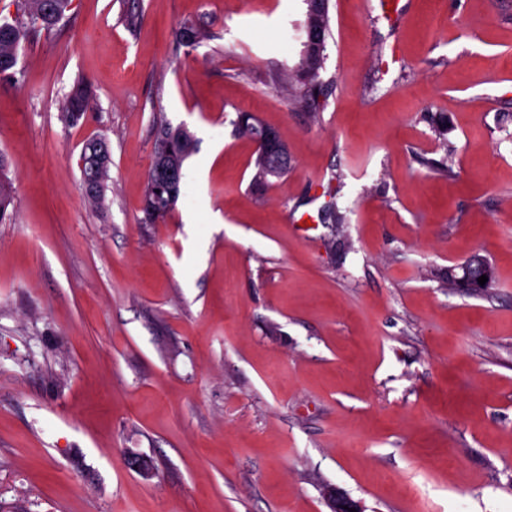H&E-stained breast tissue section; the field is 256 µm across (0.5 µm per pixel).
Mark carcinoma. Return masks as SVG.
<instances>
[{
  "instance_id": "obj_1",
  "label": "carcinoma",
  "mask_w": 512,
  "mask_h": 512,
  "mask_svg": "<svg viewBox=\"0 0 512 512\" xmlns=\"http://www.w3.org/2000/svg\"><path fill=\"white\" fill-rule=\"evenodd\" d=\"M16 12L14 22L0 23V81L18 83L24 79L23 72L16 70L19 47L39 31L52 32L57 24L72 9V0H13ZM209 39L204 25L186 21L175 31L178 46L191 55ZM324 64L313 68L296 65L280 77L289 87L291 100L301 108L316 107L322 93L324 81L321 71ZM95 99L88 82L76 83L67 95L63 106L64 119L74 124L85 113L94 109ZM265 129L256 118L242 114L235 123L234 132L241 137L256 139ZM196 148V138L185 126L160 123L154 132V147L141 210L146 224H163L174 211L181 194L183 169L186 159ZM84 169L91 167L109 169L111 156L105 139L88 141L82 150ZM13 196L10 184L0 178V223L10 219Z\"/></svg>"
}]
</instances>
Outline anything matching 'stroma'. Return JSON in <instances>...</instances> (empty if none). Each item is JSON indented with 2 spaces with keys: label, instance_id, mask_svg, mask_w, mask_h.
Segmentation results:
<instances>
[{
  "label": "stroma",
  "instance_id": "obj_1",
  "mask_svg": "<svg viewBox=\"0 0 512 512\" xmlns=\"http://www.w3.org/2000/svg\"><path fill=\"white\" fill-rule=\"evenodd\" d=\"M128 2L73 0L0 83V512H329L330 487L364 512H512V0H329L314 112L275 79L305 0H139L134 32ZM80 80L96 105L69 125ZM241 112L288 146L262 191ZM162 119L198 143L146 224ZM474 252L490 288H449ZM209 31L204 25L186 21L175 31V40L178 47L185 49L186 55L197 52L203 43L209 39ZM82 160L84 173L91 167H103L106 171H109L111 156L105 139L96 138L89 140L83 147Z\"/></svg>",
  "mask_w": 512,
  "mask_h": 512
}]
</instances>
